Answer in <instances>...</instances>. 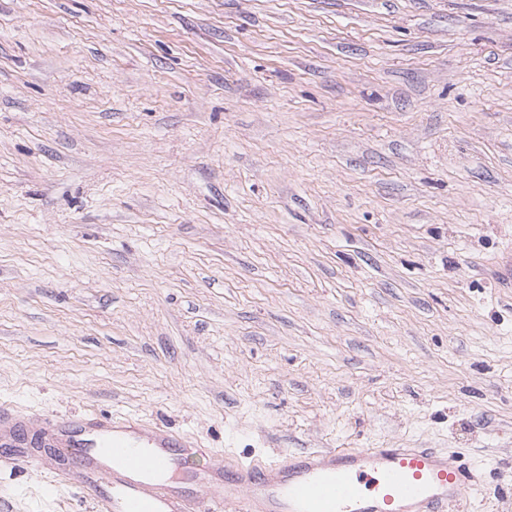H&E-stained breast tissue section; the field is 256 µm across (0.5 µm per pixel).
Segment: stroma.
Wrapping results in <instances>:
<instances>
[{"instance_id":"obj_1","label":"stroma","mask_w":512,"mask_h":512,"mask_svg":"<svg viewBox=\"0 0 512 512\" xmlns=\"http://www.w3.org/2000/svg\"><path fill=\"white\" fill-rule=\"evenodd\" d=\"M512 0H0V406L225 466L464 453L512 512ZM0 512H94L52 448Z\"/></svg>"}]
</instances>
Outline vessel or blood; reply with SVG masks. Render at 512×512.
<instances>
[{
	"label": "vessel or blood",
	"instance_id": "obj_1",
	"mask_svg": "<svg viewBox=\"0 0 512 512\" xmlns=\"http://www.w3.org/2000/svg\"><path fill=\"white\" fill-rule=\"evenodd\" d=\"M19 420L0 409V446L31 456ZM39 426L97 512H465L480 483L464 458L440 448L309 449L226 469L188 463L180 433L133 418L48 415Z\"/></svg>",
	"mask_w": 512,
	"mask_h": 512
}]
</instances>
